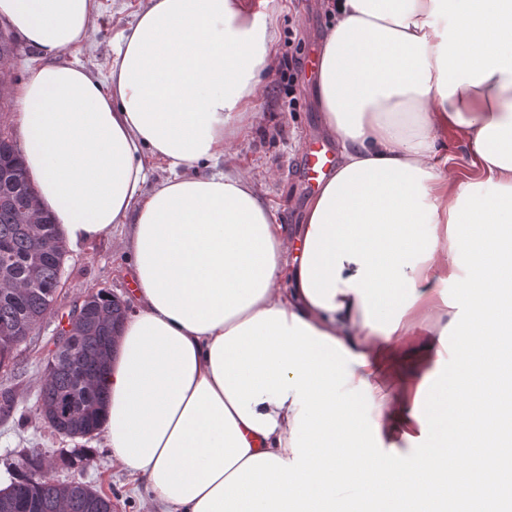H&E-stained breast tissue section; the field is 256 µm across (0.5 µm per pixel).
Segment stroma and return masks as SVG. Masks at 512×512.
<instances>
[{"label":"stroma","mask_w":512,"mask_h":512,"mask_svg":"<svg viewBox=\"0 0 512 512\" xmlns=\"http://www.w3.org/2000/svg\"><path fill=\"white\" fill-rule=\"evenodd\" d=\"M147 0H98L100 17L79 55L63 53L62 61L78 58L99 77H107L122 32L134 22ZM261 8L275 33L277 60L297 61L296 106L288 108L280 72L272 70L247 104V115L232 120L231 147L219 169L249 171L263 185L264 198L278 223L296 235L313 189L301 169L304 143L334 144L321 123L315 88L317 77L309 61L317 55L332 17L322 0H244ZM129 225L114 224L93 243L69 247L66 271L57 293V316L48 318L23 344L14 366L0 369V390L10 389L13 408L0 415V478L14 479L23 471L24 455L38 452L51 460L49 477L81 481L112 499V512H145L146 493L135 488L113 465L105 439L96 435L70 438L55 432L37 416L41 379L54 348L61 316L91 294L103 292L134 309V261L123 242Z\"/></svg>","instance_id":"obj_1"}]
</instances>
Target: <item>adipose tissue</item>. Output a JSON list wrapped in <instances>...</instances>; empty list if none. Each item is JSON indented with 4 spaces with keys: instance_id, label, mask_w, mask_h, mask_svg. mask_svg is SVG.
<instances>
[{
    "instance_id": "ef3b65f1",
    "label": "adipose tissue",
    "mask_w": 512,
    "mask_h": 512,
    "mask_svg": "<svg viewBox=\"0 0 512 512\" xmlns=\"http://www.w3.org/2000/svg\"><path fill=\"white\" fill-rule=\"evenodd\" d=\"M332 8L316 96L339 161L289 237L249 172L211 170L275 66L262 12L148 0L101 79L58 60L96 0H0L44 60L11 88L43 210L72 245L132 223L103 431L148 512H360L375 477L400 512H439L446 475L474 470L458 440L495 435L480 353L512 343V0ZM452 132L480 179L451 174ZM151 159L170 172L152 187Z\"/></svg>"
}]
</instances>
